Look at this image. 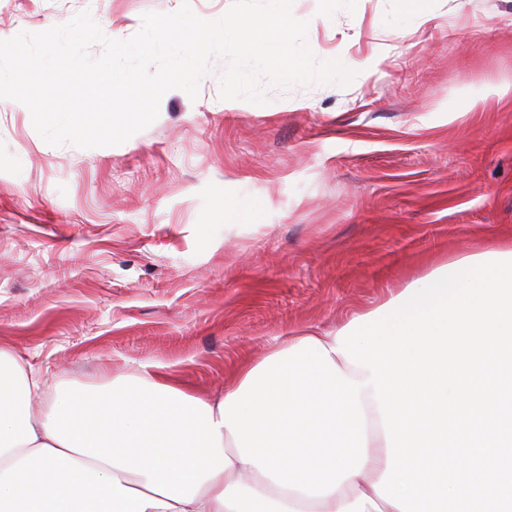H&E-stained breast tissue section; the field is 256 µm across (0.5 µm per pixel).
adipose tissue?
<instances>
[{
    "label": "adipose tissue",
    "mask_w": 512,
    "mask_h": 512,
    "mask_svg": "<svg viewBox=\"0 0 512 512\" xmlns=\"http://www.w3.org/2000/svg\"><path fill=\"white\" fill-rule=\"evenodd\" d=\"M321 467L263 453L256 424L303 416ZM39 396L40 412L29 409ZM512 244L433 269L320 334L277 338L242 361L223 395L190 394L142 370L80 392L45 387L0 349V512H512ZM419 408L421 425L400 420ZM480 416L466 454L439 457L426 496L403 446L448 442V408ZM487 458L495 471L466 475Z\"/></svg>",
    "instance_id": "1"
}]
</instances>
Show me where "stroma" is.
Returning <instances> with one entry per match:
<instances>
[{"label":"stroma","mask_w":512,"mask_h":512,"mask_svg":"<svg viewBox=\"0 0 512 512\" xmlns=\"http://www.w3.org/2000/svg\"><path fill=\"white\" fill-rule=\"evenodd\" d=\"M232 0H0V39L90 11L126 39L147 12ZM293 0L346 86L198 98L173 89L117 146H52L0 101V349L49 381L100 385L139 366L223 393L276 337L331 329L436 265L512 240V0ZM377 67H368L371 57Z\"/></svg>","instance_id":"35a3bbf8"}]
</instances>
